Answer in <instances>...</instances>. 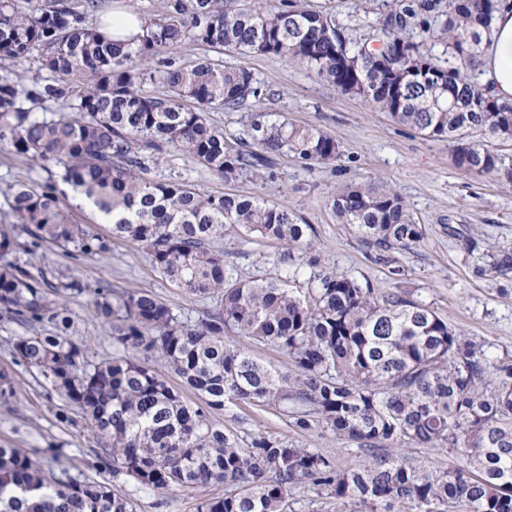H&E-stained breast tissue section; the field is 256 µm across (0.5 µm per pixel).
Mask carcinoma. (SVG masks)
<instances>
[{
  "instance_id": "cac0c4a2",
  "label": "carcinoma",
  "mask_w": 512,
  "mask_h": 512,
  "mask_svg": "<svg viewBox=\"0 0 512 512\" xmlns=\"http://www.w3.org/2000/svg\"><path fill=\"white\" fill-rule=\"evenodd\" d=\"M500 0H451L431 44L413 41L407 18L422 3L387 12L370 40L347 41L329 14L288 0H175L147 20L133 43H118L89 24L73 0H45L28 11L0 0V56L18 63L35 48L40 68L65 80L83 71L93 84L77 91L54 84L31 89L0 82V140L41 161H62V182L112 226V236L142 248L155 269L216 307L195 319L147 291L115 295L79 278L21 260L48 241L83 255H103L107 240L73 224L66 193L19 185L11 210L29 236L0 229V310L31 330L13 343L17 364L34 368L64 398L99 448L96 468L141 490L224 485L197 512H287L288 498L310 483L341 512H512V356L490 362L484 345L448 324L409 291L379 293L359 279L324 268L302 287L283 272L243 279L213 242L233 232L249 239L311 242L315 230L287 207L259 197L208 194L179 180L148 177V149L165 145L230 181L256 173L267 155L330 164L341 156L329 132L266 113L249 117L252 147L236 148L209 112L233 111L261 90L245 65L200 59L154 70L145 61L185 41L218 53L277 56L362 98L397 123L448 138L459 168L512 180V168L485 139L512 141V102L480 92L476 69L483 37ZM159 80L169 94L143 90ZM69 99L68 112L39 117L24 106ZM331 205L376 253L409 250L423 227L400 196L375 183L336 188ZM93 295L96 320L121 354L97 360L91 342L72 337L73 320L51 307L48 290ZM53 326L44 333L43 323ZM274 345L291 361L281 371L226 342L229 334ZM159 355L183 384L199 392L191 406L156 370L127 355ZM16 395L0 371V404ZM238 402L270 408L309 429L322 425L353 442L369 462L339 468L314 448L263 435L242 437L211 420ZM405 447L436 448L457 463L429 468ZM0 512H133L112 484L59 475L33 465L20 448L0 447Z\"/></svg>"
}]
</instances>
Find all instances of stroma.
<instances>
[{"label": "stroma", "mask_w": 512, "mask_h": 512, "mask_svg": "<svg viewBox=\"0 0 512 512\" xmlns=\"http://www.w3.org/2000/svg\"><path fill=\"white\" fill-rule=\"evenodd\" d=\"M298 3L313 10H329L355 42L371 36L372 24L384 10L382 0ZM205 56L223 66L246 65L262 90L259 98L249 99L239 111L211 112L214 125L223 130L226 140L242 145L247 138L248 115L268 112L282 120L328 131L342 150L340 160L330 165H309L276 154L263 168L261 178L229 182L174 147L157 154L151 164L154 179L184 181L205 193L233 192L271 199L314 227L316 235L309 249L278 241L245 242L231 234L215 241V248L223 250L242 278L274 277L288 268L304 282L316 273L318 265H327L382 292H417L451 326L483 343L490 358L512 355V271L504 275L492 272L484 251L489 243L512 250V181L458 168L447 139L431 138L398 124L361 98L340 93L305 65L284 58H240L186 41L166 48L150 59L149 65L163 70L170 65H189ZM62 171V164L20 156L9 141H0V221L13 220L9 203L16 184L57 186ZM346 182L391 187L424 225L423 242L395 255L403 275H392L395 264L376 259L353 228L336 217L330 196L338 184ZM67 210L73 223L94 225L107 238L110 250L101 256L83 255L42 243L35 264L47 274L72 275L118 294L145 290L174 311L196 316L212 307V300L188 294L165 280L142 249L112 237L109 226L98 222L81 199L69 197ZM471 240L478 241L477 250H467ZM48 299L71 314L74 337L92 339L95 358L116 355L107 329L91 313L89 296L75 297L54 289ZM23 333L21 326L0 312V369L13 371L17 387L15 400L0 405V446L26 449L33 462L46 469L65 470L96 481L107 479V472L94 466L97 446L89 433L60 420L61 414H72V407L48 392L35 370L16 365L13 343ZM213 418L240 434H262L316 449L344 469L368 461L355 445L337 439L332 431L318 426L301 430L248 404L228 406L215 412ZM114 488L132 500L136 512H196L201 500L224 493L223 485L213 483L160 494L137 491L131 481L116 482Z\"/></svg>", "instance_id": "1"}]
</instances>
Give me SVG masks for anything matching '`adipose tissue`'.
I'll list each match as a JSON object with an SVG mask.
<instances>
[{
	"mask_svg": "<svg viewBox=\"0 0 512 512\" xmlns=\"http://www.w3.org/2000/svg\"><path fill=\"white\" fill-rule=\"evenodd\" d=\"M479 66L490 95L512 102V0H502L483 45Z\"/></svg>",
	"mask_w": 512,
	"mask_h": 512,
	"instance_id": "obj_1",
	"label": "adipose tissue"
}]
</instances>
